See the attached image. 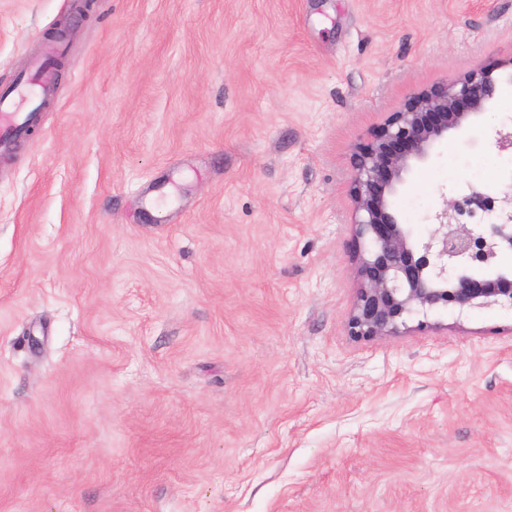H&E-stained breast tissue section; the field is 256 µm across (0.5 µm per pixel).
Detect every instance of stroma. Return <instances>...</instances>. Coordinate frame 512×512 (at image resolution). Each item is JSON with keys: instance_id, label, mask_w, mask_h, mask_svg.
I'll return each mask as SVG.
<instances>
[{"instance_id": "35a3bbf8", "label": "stroma", "mask_w": 512, "mask_h": 512, "mask_svg": "<svg viewBox=\"0 0 512 512\" xmlns=\"http://www.w3.org/2000/svg\"><path fill=\"white\" fill-rule=\"evenodd\" d=\"M0 0V512H512V309L351 335L350 158L512 0ZM394 207L512 189V78ZM39 69L41 72L35 73L31 80L28 79L21 83L11 93L0 94V144L3 146L9 141L10 135L15 133L21 123L22 115L19 102L21 94L29 95L28 88H30V85H27V83L29 80L30 82L39 81L43 78V75L45 79L48 78L47 74L43 70V65H40Z\"/></svg>"}]
</instances>
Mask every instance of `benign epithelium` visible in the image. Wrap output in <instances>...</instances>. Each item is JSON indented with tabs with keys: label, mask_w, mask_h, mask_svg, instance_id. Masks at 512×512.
<instances>
[{
	"label": "benign epithelium",
	"mask_w": 512,
	"mask_h": 512,
	"mask_svg": "<svg viewBox=\"0 0 512 512\" xmlns=\"http://www.w3.org/2000/svg\"><path fill=\"white\" fill-rule=\"evenodd\" d=\"M493 70L469 69L450 83L410 93L351 154L349 196L357 297L349 317L352 335L397 336L408 318L434 309L512 308V192L469 188L442 197L435 223L419 237L400 222L394 197L409 175L429 160L448 134L464 130L493 98Z\"/></svg>",
	"instance_id": "benign-epithelium-1"
}]
</instances>
